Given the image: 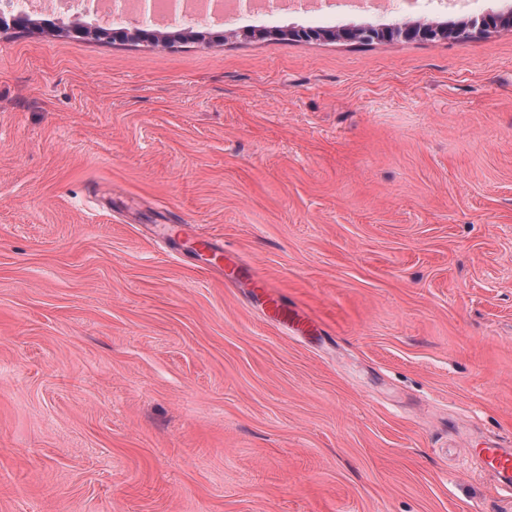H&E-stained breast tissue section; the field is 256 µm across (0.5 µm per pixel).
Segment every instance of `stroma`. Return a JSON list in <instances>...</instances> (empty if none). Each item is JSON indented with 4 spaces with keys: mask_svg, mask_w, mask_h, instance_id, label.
Returning a JSON list of instances; mask_svg holds the SVG:
<instances>
[{
    "mask_svg": "<svg viewBox=\"0 0 512 512\" xmlns=\"http://www.w3.org/2000/svg\"><path fill=\"white\" fill-rule=\"evenodd\" d=\"M447 16L0 30V512H512L471 454L512 446V27L242 34ZM484 22L476 21H465L459 25L451 37H448V29L445 24L439 23L438 21H402L391 25H373L364 24L357 27L340 28L331 30L330 34L323 35L322 39L328 40H340V41H352L357 40L362 35L371 36L375 29L384 30L385 28L399 31L401 36L399 39L404 40H421L425 41L427 38L435 36L441 39V41L448 40V38H466L467 35L475 33H481L484 28ZM200 256L207 257L213 268L224 275V248L211 237H205L197 241ZM238 276L247 274V277L251 280L252 287L259 293L266 302V311L273 317L280 320L282 323L289 325L298 331L308 332L313 328V321L300 313L298 310L289 309L287 306L282 304L279 296L275 290H271L264 281L259 278L250 276L246 269L242 266H238Z\"/></svg>",
    "mask_w": 512,
    "mask_h": 512,
    "instance_id": "stroma-1",
    "label": "stroma"
}]
</instances>
